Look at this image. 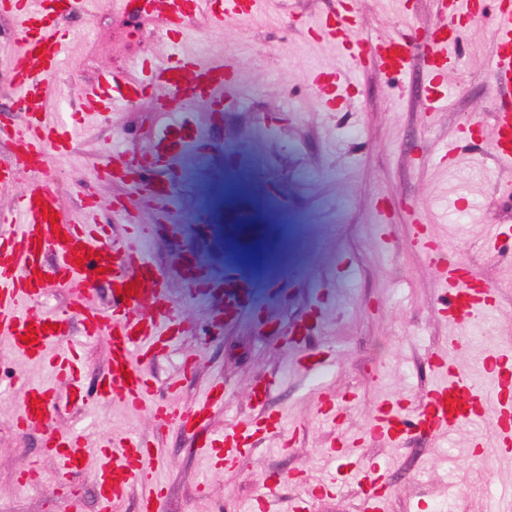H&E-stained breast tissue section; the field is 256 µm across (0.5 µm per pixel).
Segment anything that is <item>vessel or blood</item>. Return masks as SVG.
<instances>
[{
	"instance_id": "b4317fda",
	"label": "vessel or blood",
	"mask_w": 512,
	"mask_h": 512,
	"mask_svg": "<svg viewBox=\"0 0 512 512\" xmlns=\"http://www.w3.org/2000/svg\"><path fill=\"white\" fill-rule=\"evenodd\" d=\"M171 30L178 35L187 32L189 7L184 0H168ZM261 0H225L222 12L213 14L215 27L239 25L259 12ZM0 11L16 17L19 47L11 55L12 84L25 112H40L42 97L50 91L49 80L63 67L69 39L58 24H38L30 10V0H0ZM484 0H453V9L432 32H411L407 37L372 41L355 36L353 14H346L333 25L319 26L321 39L350 44L355 66L374 63L393 74L404 73L415 54L430 60L429 82L432 94L426 103L430 113L441 111L450 93L448 75L461 62L453 35L458 17L482 19ZM494 51L490 60V81L500 92H512V6L499 5L493 15ZM140 79L126 75L108 79L112 98L102 96L100 85L88 86L84 105L97 108L109 102L112 108L129 104L128 90L142 91L153 85L169 89L171 96L159 110L172 116L157 136L147 162L163 165L181 147L184 130L191 122L189 112L194 102H206L209 111L222 113L237 106L234 94L235 63L232 56L200 59L196 55L178 53L164 61L142 60L138 65ZM313 83L328 100L342 102L351 86L345 73L315 72ZM492 152L497 165L512 169V106L500 105L493 114ZM75 115L62 122L46 124L35 120L25 124L0 121V142L10 144L8 153L0 154V192L12 187L19 171L31 175L27 189L17 197L9 222V232L0 233V337L7 338L22 359L47 366L74 402L86 403L88 395L107 404H118L129 410H147L161 428H178L189 433L196 419L205 411L224 404L223 394L208 390L201 400L186 409H176L168 401L155 398L153 387L142 364L165 354L173 335L168 315L166 288L162 276L150 260L141 242H134L118 252L110 245L107 225L98 222L93 201H86L82 223H73L44 182L43 169L51 151L61 149L70 129L76 128ZM57 214V221L45 219V212ZM196 244L178 247L176 263L187 292L203 293L215 299L211 316L212 331H220L231 323L240 309L257 291L256 282L243 279L232 267L214 274L201 260L202 250L214 245L211 226L200 222L195 227ZM439 270V284L444 292L443 311L450 321L471 327L477 319L495 311L494 292L480 284L469 267L455 258L432 251ZM107 284L106 308H98L90 300V287ZM60 284L76 292L74 312L81 332L88 341L106 339L109 365L94 393H87L75 368L77 349L67 346L70 330L61 317L27 309V302L43 294L47 287ZM133 293H126V286ZM34 331L35 344L24 343L27 331ZM459 337L448 339L449 354L457 353ZM448 354V356H449ZM448 356L436 357L434 370L439 379L426 395L419 410L405 409L402 400H382L375 412L368 436L373 440L400 442L410 432L425 437H449L457 428L480 416L482 409L495 408L499 414L496 447L512 445V404L501 401L502 392L512 389V354L498 352L486 359L496 376L492 390L478 388L456 369ZM56 405L51 388L36 385L23 388L16 412L15 425L25 432L45 429L43 448L56 458L63 476L77 477L92 472L99 491L101 512H123L130 488L141 485L138 512H158L156 505L164 498L165 487L155 468L156 453L137 435L129 434L101 445L95 467H87L80 438L74 434L55 433L50 429ZM259 429L254 421L241 420L224 433L200 444L198 450L211 466L232 465L241 455V439L253 436ZM385 467L378 462L350 463L347 473L332 472L323 484L324 490L341 482L356 485L366 504V512H382L381 489Z\"/></svg>"
}]
</instances>
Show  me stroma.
I'll return each mask as SVG.
<instances>
[{
    "mask_svg": "<svg viewBox=\"0 0 512 512\" xmlns=\"http://www.w3.org/2000/svg\"><path fill=\"white\" fill-rule=\"evenodd\" d=\"M442 3L355 0L357 35L374 40L394 39L414 27L428 32L443 16ZM341 9V0H267L257 24L218 30L207 15L193 19L182 49L210 58L231 53L240 104L218 118L197 105L196 132L170 166L141 169L145 180L169 183L163 208L138 206L125 182L104 180L94 170L111 152L137 161L148 151L164 122L155 93L134 97L120 112L86 113L67 152L50 158L47 179L59 201L78 219L85 195L93 194L97 218L111 225L115 247L127 242L125 208L138 207L141 223L152 228L144 242L147 254L166 281L175 321L186 324L164 356L143 365L158 391L177 385L174 401L187 408L210 385L224 384V406L206 424L211 433L246 415L280 421L251 439L234 468L215 470L181 433L157 431L147 411L103 406L90 419L61 404L58 428L82 429L88 453H95L101 438L128 433L155 443L165 482L160 512H245L269 479L280 482L271 512H289L294 498L336 468L329 451L339 438L347 445V460L388 464L383 512H503L494 493L512 488V452L484 449L495 437L490 413L448 439L362 441L378 401L423 402L435 382L432 360L458 333L442 312L435 265L412 244L415 224L428 225L435 249L453 252L497 294L495 313L464 338L455 356L458 370L489 389L494 377L483 362L512 343V236L502 238L497 250L486 245L490 225L512 227V199L496 193L498 182L512 180V171L499 170L490 159L497 105L488 70L492 20L460 24L461 66L448 77V106L430 116L423 57L395 79L377 66L353 68L347 52L313 39L312 27ZM62 23L70 43L63 74L44 100L51 121L64 105H78L87 86L114 72L133 74L135 61L165 59L172 52L163 18L113 7L112 0H92L86 13ZM16 46V23L0 13V111L22 122L28 115L6 73ZM317 67L350 74L345 107L324 105L309 79ZM475 118L480 130L460 138ZM451 142L458 150L449 168L441 157ZM230 163L251 173L244 192L224 188ZM241 207L253 210L255 223L228 232L232 213ZM204 209L212 212L220 241L205 262L228 263L261 283L220 336L207 333L211 299L187 293L175 268V246L190 241ZM282 210L295 224L298 247L286 259L274 251L263 262L250 261L249 242L276 224ZM269 280L288 281V294L271 293ZM314 312L319 325L310 345L330 358L325 371L309 374L284 338ZM192 353L196 369L187 376L183 363ZM266 376L277 385L258 408L250 392ZM46 377L0 340V512H70L53 481L58 464L43 455L40 434L21 435L11 426L21 389ZM327 396L341 409L335 426L320 414ZM477 439L482 447H474ZM34 463L48 481L20 485V472Z\"/></svg>",
    "mask_w": 512,
    "mask_h": 512,
    "instance_id": "1",
    "label": "stroma"
}]
</instances>
